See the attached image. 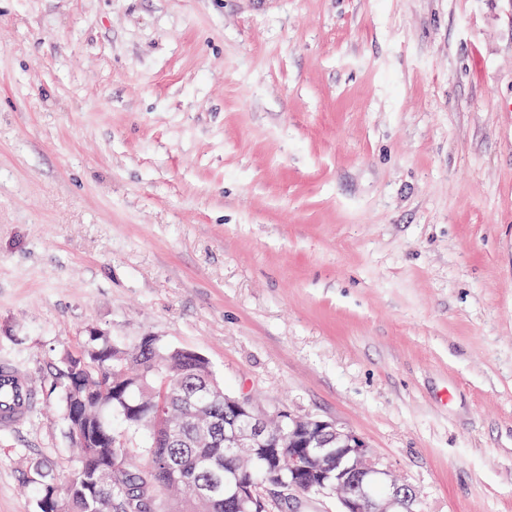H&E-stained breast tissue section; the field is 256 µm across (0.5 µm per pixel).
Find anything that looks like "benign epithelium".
Wrapping results in <instances>:
<instances>
[{"mask_svg": "<svg viewBox=\"0 0 512 512\" xmlns=\"http://www.w3.org/2000/svg\"><path fill=\"white\" fill-rule=\"evenodd\" d=\"M274 417L288 425V441L330 480L339 512H415L416 494L400 493L390 469L366 442L334 421L279 411ZM267 416L246 394L224 396V447L239 454L256 448H277L279 435L268 428Z\"/></svg>", "mask_w": 512, "mask_h": 512, "instance_id": "1", "label": "benign epithelium"}]
</instances>
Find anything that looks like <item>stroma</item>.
I'll return each mask as SVG.
<instances>
[{
  "label": "stroma",
  "instance_id": "35a3bbf8",
  "mask_svg": "<svg viewBox=\"0 0 512 512\" xmlns=\"http://www.w3.org/2000/svg\"><path fill=\"white\" fill-rule=\"evenodd\" d=\"M91 327L512 512V0H0V512ZM34 404V393L28 380L20 374L0 375V428L9 429L24 421Z\"/></svg>",
  "mask_w": 512,
  "mask_h": 512
}]
</instances>
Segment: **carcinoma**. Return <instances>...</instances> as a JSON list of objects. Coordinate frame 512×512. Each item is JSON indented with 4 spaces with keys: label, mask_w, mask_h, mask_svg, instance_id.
<instances>
[{
    "label": "carcinoma",
    "mask_w": 512,
    "mask_h": 512,
    "mask_svg": "<svg viewBox=\"0 0 512 512\" xmlns=\"http://www.w3.org/2000/svg\"><path fill=\"white\" fill-rule=\"evenodd\" d=\"M63 369L53 374L50 390L61 389L66 439L81 450L70 498L54 496L57 482L40 476L39 512H87L96 496V512H155L163 489L184 496L168 512H268L288 506V498L267 496L264 487L288 479V447L265 448L249 461L224 448V386L209 362L183 348L168 347L146 335L133 346L90 331L79 351L65 353ZM145 434L150 460L129 462L126 434ZM244 483L252 498L238 503L219 496L198 497L192 487L211 472Z\"/></svg>",
    "instance_id": "1"
}]
</instances>
